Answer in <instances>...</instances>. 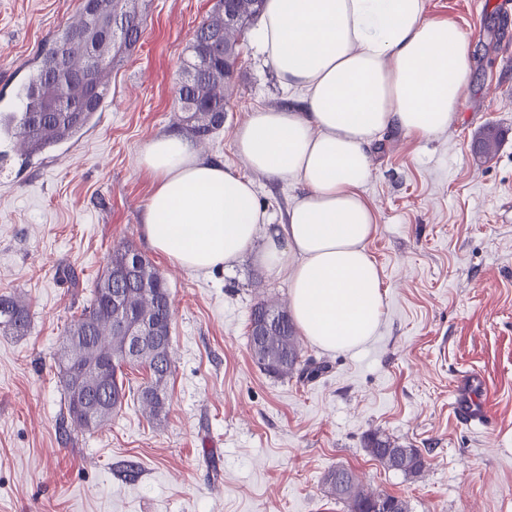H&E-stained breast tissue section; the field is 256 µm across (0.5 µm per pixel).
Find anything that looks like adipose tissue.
I'll return each mask as SVG.
<instances>
[{
	"instance_id": "obj_1",
	"label": "adipose tissue",
	"mask_w": 512,
	"mask_h": 512,
	"mask_svg": "<svg viewBox=\"0 0 512 512\" xmlns=\"http://www.w3.org/2000/svg\"><path fill=\"white\" fill-rule=\"evenodd\" d=\"M252 41L297 104L247 113L233 134L241 171L202 158L188 137L152 138L137 161L151 179L146 242L194 273L230 270L253 254L287 277L302 336L351 350L374 336L385 305L368 249L375 215L362 193L372 144L391 130L446 132L471 46L447 20L427 16L425 0H266ZM256 173L301 187L285 223L260 205Z\"/></svg>"
}]
</instances>
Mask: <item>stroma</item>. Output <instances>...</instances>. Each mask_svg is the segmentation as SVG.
I'll use <instances>...</instances> for the list:
<instances>
[{
	"instance_id": "35a3bbf8",
	"label": "stroma",
	"mask_w": 512,
	"mask_h": 512,
	"mask_svg": "<svg viewBox=\"0 0 512 512\" xmlns=\"http://www.w3.org/2000/svg\"><path fill=\"white\" fill-rule=\"evenodd\" d=\"M498 2L426 0L428 16L468 37L469 84L447 132L390 131L374 144L364 195L384 315L353 351L302 341L303 364L322 369L312 380L269 376L249 350L252 306L287 304L286 277L250 256L230 272L195 274L147 253L172 300L164 412L148 418L132 401L89 433L64 405L61 338L113 245L147 252L151 181L137 158L153 137L180 132L174 86L216 0H152L139 43L80 135L32 155L0 140V295L22 296L32 316L28 335L0 333V512H347L322 483L338 466L410 512H512V7ZM81 3L0 0V112L20 109L18 89ZM291 100L241 40L224 126L198 151L243 169L235 127ZM489 126L504 138L481 162L474 141ZM253 179L273 223H284L299 186ZM468 374L487 425L460 423L452 409ZM374 433L418 448L423 475L375 461Z\"/></svg>"
}]
</instances>
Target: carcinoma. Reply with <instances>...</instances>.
<instances>
[{"label":"carcinoma","instance_id":"obj_1","mask_svg":"<svg viewBox=\"0 0 512 512\" xmlns=\"http://www.w3.org/2000/svg\"><path fill=\"white\" fill-rule=\"evenodd\" d=\"M264 0H232L240 28L226 24L222 13L216 11L195 30L191 55L184 60V72L190 81L183 86L177 101L181 107L179 123L191 135L206 139L224 124L226 91L233 77L238 53V38L260 17ZM146 7L138 6V0H112V10L126 14L138 27H143ZM81 20L89 32L90 40L76 39L71 27H66L51 41L18 95L22 110L0 118V134L17 140L29 153L42 151L80 134L89 124L95 112L102 108L109 84L105 77L112 72L122 58L131 53L138 43L136 39L104 37L106 22L95 9L83 5ZM62 45L68 54L70 66L64 67L56 60L54 47ZM89 94L94 99L91 108L84 112L47 111L50 100H63L70 104ZM502 133L494 128L484 129L476 138L478 160L488 161L498 151ZM141 265L150 287H143L142 278L133 275L124 279L123 289L128 293L127 316L135 320L144 312L151 313L157 324L166 328L171 324L170 292L164 277L154 265L132 244L120 242L112 247L106 266L96 280L90 304L65 330L60 350L63 369L60 370L64 387L67 413L74 425L83 431L97 430L121 412L128 397L136 401L149 415L157 418L165 409L167 383L171 375L169 350L164 349L141 356L132 365L150 373V378L136 390L125 388L116 376L123 367L124 338L112 327L111 313L102 306V289L111 281V271H121L126 262ZM276 311L282 322L276 327L262 330L259 335L249 336V349L257 366L268 375L286 378L298 371L301 358L300 338L288 316V311L268 300L259 301L250 314V326ZM31 328V314L17 296H0V331L11 336H25ZM79 345L77 355L86 364L99 361L115 362L111 381L98 397V407L93 413V427H88L74 414V396L67 379L69 347ZM369 455L388 470L399 471L410 478L418 477L426 467V461L417 448H401L396 442L376 434L368 440ZM328 494L343 502L347 512H372L380 493L364 487L359 477L350 469L336 467L324 477Z\"/></svg>","mask_w":512,"mask_h":512}]
</instances>
